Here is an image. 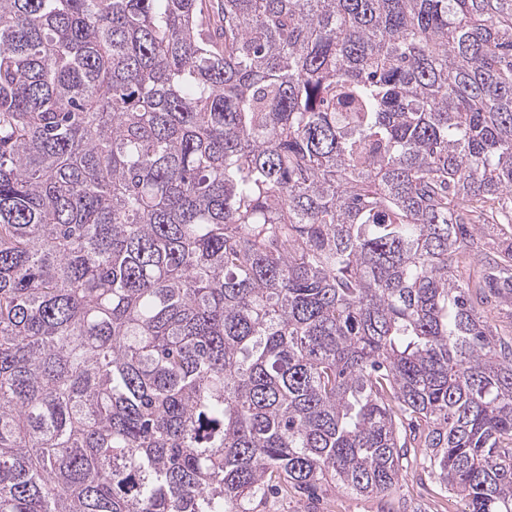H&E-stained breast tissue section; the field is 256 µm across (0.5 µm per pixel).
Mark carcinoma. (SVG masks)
Instances as JSON below:
<instances>
[{"mask_svg": "<svg viewBox=\"0 0 512 512\" xmlns=\"http://www.w3.org/2000/svg\"><path fill=\"white\" fill-rule=\"evenodd\" d=\"M512 0H0V512H512ZM401 484L402 493L407 495L401 512H461L463 508L462 502L451 497L436 476L408 469L402 474ZM254 512H387L391 508L381 496H355L341 490L329 489L319 500H307L296 494L267 493L257 497Z\"/></svg>", "mask_w": 512, "mask_h": 512, "instance_id": "obj_1", "label": "carcinoma"}]
</instances>
